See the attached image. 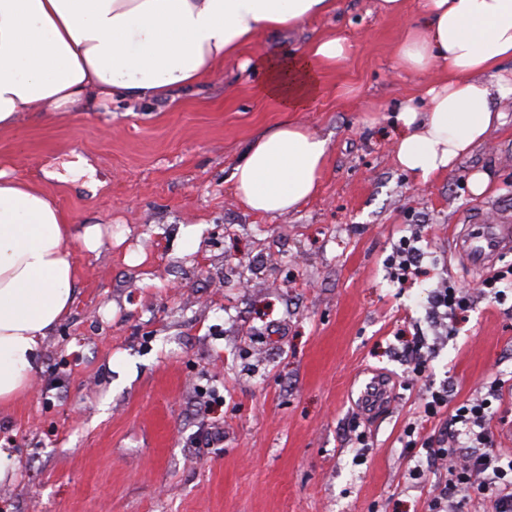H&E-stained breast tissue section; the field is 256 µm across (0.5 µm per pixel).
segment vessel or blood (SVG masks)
<instances>
[{
    "label": "vessel or blood",
    "instance_id": "b4317fda",
    "mask_svg": "<svg viewBox=\"0 0 512 512\" xmlns=\"http://www.w3.org/2000/svg\"><path fill=\"white\" fill-rule=\"evenodd\" d=\"M454 250L469 269L492 266L500 256L512 252V224H472L456 238Z\"/></svg>",
    "mask_w": 512,
    "mask_h": 512
}]
</instances>
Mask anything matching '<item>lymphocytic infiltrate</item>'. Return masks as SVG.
<instances>
[{"mask_svg":"<svg viewBox=\"0 0 512 512\" xmlns=\"http://www.w3.org/2000/svg\"><path fill=\"white\" fill-rule=\"evenodd\" d=\"M501 387V379H493L484 395L456 407L454 421L462 426L465 445L453 439L445 444L428 437L409 440V447L425 449L428 459L448 473L447 484L437 486L429 501L430 512H442L443 501L454 493L466 500L487 497L494 512H512V452L495 450L487 427L492 399Z\"/></svg>","mask_w":512,"mask_h":512,"instance_id":"f902f5d3","label":"lymphocytic infiltrate"}]
</instances>
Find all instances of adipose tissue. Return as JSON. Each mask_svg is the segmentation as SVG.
<instances>
[{"mask_svg": "<svg viewBox=\"0 0 512 512\" xmlns=\"http://www.w3.org/2000/svg\"><path fill=\"white\" fill-rule=\"evenodd\" d=\"M336 0H0V133L24 112H74L94 101L167 98L203 83L265 32L301 26ZM343 38L258 56L263 91L284 111L317 98ZM405 72L441 73L426 104L395 110V161L420 177L449 172L501 125L512 96V0H425L396 47ZM328 142L286 121L251 140L231 178L252 212L311 198ZM104 229L78 224L39 185L0 170V410L29 390L44 344L74 301L73 248L98 251Z\"/></svg>", "mask_w": 512, "mask_h": 512, "instance_id": "obj_1", "label": "adipose tissue"}]
</instances>
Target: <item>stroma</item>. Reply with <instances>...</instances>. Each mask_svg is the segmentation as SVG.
Returning <instances> with one entry per match:
<instances>
[{
    "instance_id": "stroma-1",
    "label": "stroma",
    "mask_w": 512,
    "mask_h": 512,
    "mask_svg": "<svg viewBox=\"0 0 512 512\" xmlns=\"http://www.w3.org/2000/svg\"><path fill=\"white\" fill-rule=\"evenodd\" d=\"M402 16L375 0L263 33L201 85L152 102L26 113L0 134V166L52 193L76 223L111 231L74 249L70 314L40 354L31 388L0 413V512H427L440 468L406 447L429 391L453 408L512 379V292L482 293L453 236L512 220V97L504 123L451 172L422 180L393 156L394 109L425 100L437 74L398 68ZM344 38L319 97L282 112L249 59ZM295 120L328 139L316 194L294 211H249L230 174L257 134ZM82 156L86 169L66 164ZM491 171L473 195L469 176ZM418 240L425 275L391 264ZM467 289V311L436 322L435 288ZM420 348L423 373L402 357ZM389 397H358L372 376Z\"/></svg>"
}]
</instances>
